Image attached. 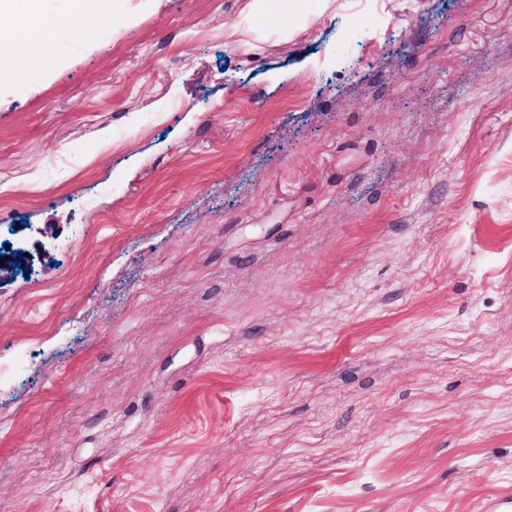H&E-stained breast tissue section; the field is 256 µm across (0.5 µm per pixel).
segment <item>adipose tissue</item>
Segmentation results:
<instances>
[{"mask_svg":"<svg viewBox=\"0 0 512 512\" xmlns=\"http://www.w3.org/2000/svg\"><path fill=\"white\" fill-rule=\"evenodd\" d=\"M41 10L42 0H0V17L10 19L9 25L0 26V43L10 48L9 55L0 56V87L19 78L22 59L42 53L43 46L34 36V24Z\"/></svg>","mask_w":512,"mask_h":512,"instance_id":"1","label":"adipose tissue"}]
</instances>
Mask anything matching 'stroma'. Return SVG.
<instances>
[{
	"instance_id": "obj_1",
	"label": "stroma",
	"mask_w": 512,
	"mask_h": 512,
	"mask_svg": "<svg viewBox=\"0 0 512 512\" xmlns=\"http://www.w3.org/2000/svg\"><path fill=\"white\" fill-rule=\"evenodd\" d=\"M47 0L0 90V512L512 499V0ZM46 253H39V246ZM96 12L92 13L85 0H60L61 17L66 23L78 22L82 25L81 32H87L94 22L106 16L112 7V0H94ZM244 7L240 11L239 17L230 25V27L242 39L239 40L238 47L244 53H248L252 48V41L258 36V33L249 26L251 20L264 15L268 12L272 0H245ZM27 250L18 248H8L0 254V285L14 281L23 270H26L32 262V256H26ZM22 254V259H18V255ZM22 260L17 267H14L13 261Z\"/></svg>"
}]
</instances>
